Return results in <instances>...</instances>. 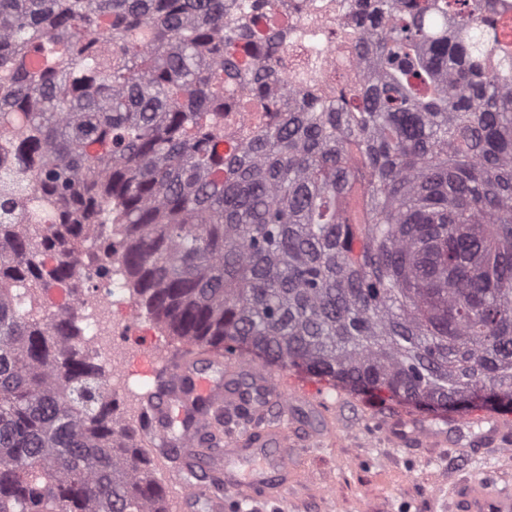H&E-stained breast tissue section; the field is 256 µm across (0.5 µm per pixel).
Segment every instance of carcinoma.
I'll use <instances>...</instances> for the list:
<instances>
[{"mask_svg": "<svg viewBox=\"0 0 512 512\" xmlns=\"http://www.w3.org/2000/svg\"><path fill=\"white\" fill-rule=\"evenodd\" d=\"M511 11L0 0V512H169L72 326L114 276L220 375L512 403Z\"/></svg>", "mask_w": 512, "mask_h": 512, "instance_id": "obj_1", "label": "carcinoma"}]
</instances>
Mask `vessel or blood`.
I'll return each mask as SVG.
<instances>
[{"instance_id":"b4317fda","label":"vessel or blood","mask_w":512,"mask_h":512,"mask_svg":"<svg viewBox=\"0 0 512 512\" xmlns=\"http://www.w3.org/2000/svg\"><path fill=\"white\" fill-rule=\"evenodd\" d=\"M160 372L167 379V392L143 408L142 432L161 445L194 457L193 480L184 486L185 497L199 494L206 476L214 471L221 474L225 491L240 497L247 496L258 482L275 483L280 493L286 490L282 477L288 472L294 450L287 432L281 429H271L258 444L237 441L204 456L196 453L208 423L204 406H222L230 411L247 399L261 408L270 396L288 398L284 380L276 378L264 363L241 359L226 367L221 379L179 357L163 359ZM463 421L481 427L485 445L512 446V414L479 409L466 415L464 420L449 419L444 431L408 418L402 427L391 429L390 436L399 445L454 447L460 442L457 428ZM450 493L457 512H512V496L501 492L489 480L459 479L452 484Z\"/></svg>"}]
</instances>
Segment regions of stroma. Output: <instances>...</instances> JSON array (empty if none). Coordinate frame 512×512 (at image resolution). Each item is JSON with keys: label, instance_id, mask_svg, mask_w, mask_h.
I'll use <instances>...</instances> for the list:
<instances>
[{"label": "stroma", "instance_id": "obj_1", "mask_svg": "<svg viewBox=\"0 0 512 512\" xmlns=\"http://www.w3.org/2000/svg\"><path fill=\"white\" fill-rule=\"evenodd\" d=\"M297 388L323 401V409L296 404L289 414L270 406L264 422L292 430L299 446L288 489L271 497L254 488L249 499L224 498V512H453L451 478H491L512 492V453L475 446L391 447L385 430L411 415L443 427L448 415L388 400L371 391L354 392L298 369L274 367Z\"/></svg>", "mask_w": 512, "mask_h": 512}]
</instances>
